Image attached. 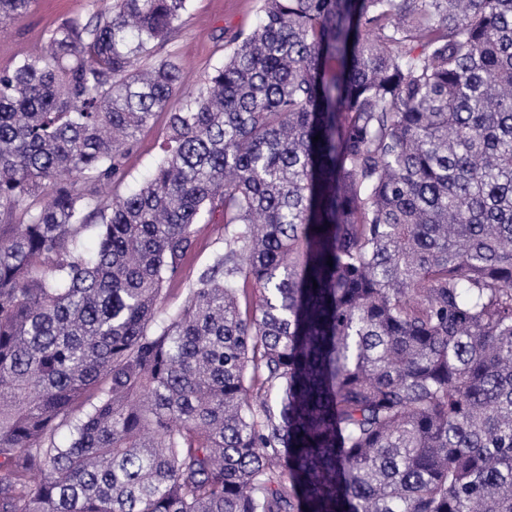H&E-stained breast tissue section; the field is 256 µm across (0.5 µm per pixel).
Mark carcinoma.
Listing matches in <instances>:
<instances>
[{
	"label": "carcinoma",
	"instance_id": "cac0c4a2",
	"mask_svg": "<svg viewBox=\"0 0 512 512\" xmlns=\"http://www.w3.org/2000/svg\"><path fill=\"white\" fill-rule=\"evenodd\" d=\"M188 6L0 70V512H512V0H262L173 108ZM165 115L159 114L154 122L142 130L124 161L125 176L121 182L112 183V194L127 195L137 189L149 176L160 154V143L165 131ZM196 228L197 247L194 256L185 265L182 273L166 286L168 303L171 306L180 303L185 289L197 278L213 254L224 250V224H198Z\"/></svg>",
	"mask_w": 512,
	"mask_h": 512
}]
</instances>
